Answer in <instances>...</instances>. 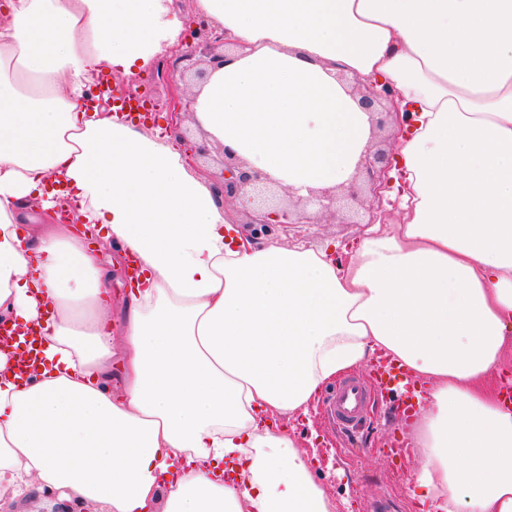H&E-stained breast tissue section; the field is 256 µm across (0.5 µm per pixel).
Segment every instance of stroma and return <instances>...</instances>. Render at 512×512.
<instances>
[{"label":"stroma","instance_id":"stroma-1","mask_svg":"<svg viewBox=\"0 0 512 512\" xmlns=\"http://www.w3.org/2000/svg\"><path fill=\"white\" fill-rule=\"evenodd\" d=\"M365 230L362 224H284L276 238L288 244L348 250L357 246ZM400 401L394 394H378L365 426L355 436L334 429L320 412L294 420L301 447L317 450V481L335 500L349 502L338 512H367L369 501L380 495L392 499L399 512H420L407 491L419 463L392 453L393 448L410 443L413 435L400 421Z\"/></svg>","mask_w":512,"mask_h":512}]
</instances>
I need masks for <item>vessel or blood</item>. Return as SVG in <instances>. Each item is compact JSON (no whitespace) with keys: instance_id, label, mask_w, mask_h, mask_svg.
Here are the masks:
<instances>
[{"instance_id":"b4317fda","label":"vessel or blood","mask_w":512,"mask_h":512,"mask_svg":"<svg viewBox=\"0 0 512 512\" xmlns=\"http://www.w3.org/2000/svg\"><path fill=\"white\" fill-rule=\"evenodd\" d=\"M409 374L389 360L379 361L370 381L349 377L328 393L324 406L328 420L349 433L359 432L366 421V406L371 391H392L410 383Z\"/></svg>"}]
</instances>
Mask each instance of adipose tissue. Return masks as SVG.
<instances>
[{
	"instance_id": "ef3b65f1",
	"label": "adipose tissue",
	"mask_w": 512,
	"mask_h": 512,
	"mask_svg": "<svg viewBox=\"0 0 512 512\" xmlns=\"http://www.w3.org/2000/svg\"><path fill=\"white\" fill-rule=\"evenodd\" d=\"M236 44L193 86L209 147L294 197L348 184L383 76L413 126L391 233L346 266L254 245L178 139L87 108L177 45L169 0L0 10V492L65 488L92 512H335L284 422L384 352L426 384L409 488L427 512H512V0H195ZM136 260L120 308L111 268Z\"/></svg>"
}]
</instances>
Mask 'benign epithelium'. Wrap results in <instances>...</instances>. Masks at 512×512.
Segmentation results:
<instances>
[{
    "label": "benign epithelium",
    "instance_id": "obj_1",
    "mask_svg": "<svg viewBox=\"0 0 512 512\" xmlns=\"http://www.w3.org/2000/svg\"><path fill=\"white\" fill-rule=\"evenodd\" d=\"M227 42L224 30L197 16L186 23L184 44L170 50L172 65L165 60L157 63V74L173 83L186 82L188 77L203 78L207 69L217 68L226 61ZM353 93L369 111L372 123L370 144L357 166L353 180L347 186L310 193L296 200L278 196L256 174L244 170L243 164L229 154L214 159L219 166L218 189L224 191V202L242 207L240 223L247 225L246 235L264 240L271 235V225L277 223V210L292 208L299 212L314 209L308 224H369L375 223L376 210L382 206L383 193L393 189L389 176L391 157L398 132L399 93L381 78L355 80ZM192 99L175 93L166 103L170 128L184 135L183 123L192 114ZM60 491L46 489L25 496L32 502L41 498L53 502L50 512H89L78 500L59 499Z\"/></svg>",
    "mask_w": 512,
    "mask_h": 512
}]
</instances>
